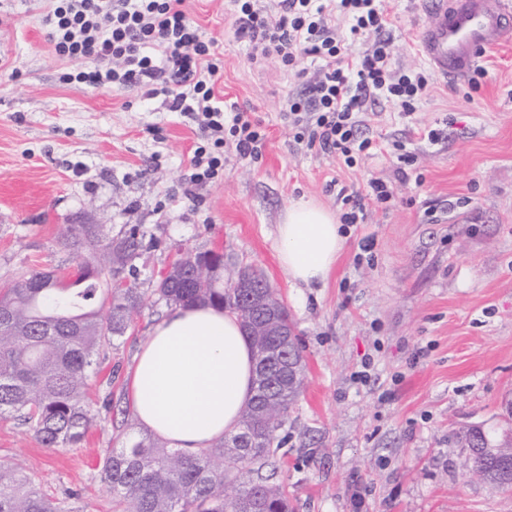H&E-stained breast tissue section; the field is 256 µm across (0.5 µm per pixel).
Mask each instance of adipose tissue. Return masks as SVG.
<instances>
[{
    "label": "adipose tissue",
    "instance_id": "1",
    "mask_svg": "<svg viewBox=\"0 0 512 512\" xmlns=\"http://www.w3.org/2000/svg\"><path fill=\"white\" fill-rule=\"evenodd\" d=\"M277 260L292 285L326 284L345 248L335 214L290 204L277 226ZM132 412L149 434L197 451L233 432L253 396L251 342L236 315L211 305L176 306L134 357Z\"/></svg>",
    "mask_w": 512,
    "mask_h": 512
}]
</instances>
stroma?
I'll use <instances>...</instances> for the list:
<instances>
[{
	"instance_id": "obj_1",
	"label": "stroma",
	"mask_w": 512,
	"mask_h": 512,
	"mask_svg": "<svg viewBox=\"0 0 512 512\" xmlns=\"http://www.w3.org/2000/svg\"><path fill=\"white\" fill-rule=\"evenodd\" d=\"M395 13L394 64L419 68L422 0H385ZM189 17L224 57L218 94L266 130L258 158L224 154L213 182L189 187L193 125L146 89L63 84L76 61L56 57L45 0H0V285L19 273L92 260L70 224L145 232L136 261L159 278L185 250L224 255L225 280L249 267L288 309L305 380L274 457L295 512H512V492L476 480L461 432L493 443L512 435V39L466 79L430 77L411 117L378 105L367 134L382 146L355 167L307 151L283 112L303 81L252 61L227 0H189ZM442 130L432 144L421 128ZM391 186L388 207L366 205L344 225L346 247L326 285L291 287L276 229L291 201L343 214L339 190ZM146 295L141 317L115 341L86 399L100 407L75 448L42 447L0 419V464L23 462L55 496L77 492L86 512H112L99 479L106 452L141 438L130 411L138 346L166 315Z\"/></svg>"
}]
</instances>
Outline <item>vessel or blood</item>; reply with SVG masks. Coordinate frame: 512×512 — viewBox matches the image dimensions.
Masks as SVG:
<instances>
[{
  "label": "vessel or blood",
  "mask_w": 512,
  "mask_h": 512,
  "mask_svg": "<svg viewBox=\"0 0 512 512\" xmlns=\"http://www.w3.org/2000/svg\"><path fill=\"white\" fill-rule=\"evenodd\" d=\"M433 20L419 49L441 77L471 72L483 52L512 37V0H423Z\"/></svg>",
  "instance_id": "1"
}]
</instances>
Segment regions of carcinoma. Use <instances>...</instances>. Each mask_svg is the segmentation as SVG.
Returning <instances> with one entry per match:
<instances>
[{
	"label": "carcinoma",
	"instance_id": "obj_1",
	"mask_svg": "<svg viewBox=\"0 0 512 512\" xmlns=\"http://www.w3.org/2000/svg\"><path fill=\"white\" fill-rule=\"evenodd\" d=\"M67 234L94 247V263L80 262L65 277L54 269L33 272L0 289V417L30 427L45 448H74L84 440L99 416L84 400L88 382L142 306L134 264L144 237L140 229L114 236L104 224H71ZM191 266L186 263L178 277L149 280L151 293L171 306H219L247 325L242 293L224 287V273L199 281ZM114 277L126 287L111 289L110 303L98 304L102 286ZM280 364L278 358L265 363L267 381L254 388L241 412L236 436L253 440L249 448L220 441L189 453L148 435L109 449L99 474L112 493L113 512H293L272 458L304 374L278 396L279 409L265 416V400L281 386ZM469 463L480 479L512 490V479L499 477L483 454ZM77 499L74 492L67 501L45 493L36 474L19 462L0 466V512H84L71 504Z\"/></svg>",
	"mask_w": 512,
	"mask_h": 512
}]
</instances>
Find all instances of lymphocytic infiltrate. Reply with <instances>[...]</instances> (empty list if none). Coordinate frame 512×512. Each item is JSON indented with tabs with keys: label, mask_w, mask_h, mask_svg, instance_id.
I'll list each match as a JSON object with an SVG mask.
<instances>
[{
	"label": "lymphocytic infiltrate",
	"mask_w": 512,
	"mask_h": 512,
	"mask_svg": "<svg viewBox=\"0 0 512 512\" xmlns=\"http://www.w3.org/2000/svg\"><path fill=\"white\" fill-rule=\"evenodd\" d=\"M46 21L55 55L83 65L62 73L78 89L154 87L167 111L197 125L201 141L193 151L192 179L218 178L224 152L258 158L265 135L215 87L224 60L188 18L186 0H47ZM236 35L253 56L273 59L307 78V96L285 103L294 139L307 150L336 155L346 167L374 150L364 129L378 104L411 116L426 95L424 70L392 63L388 31L392 19L382 0H230ZM365 42L358 66L349 47ZM311 66H304V59Z\"/></svg>",
	"instance_id": "1"
}]
</instances>
